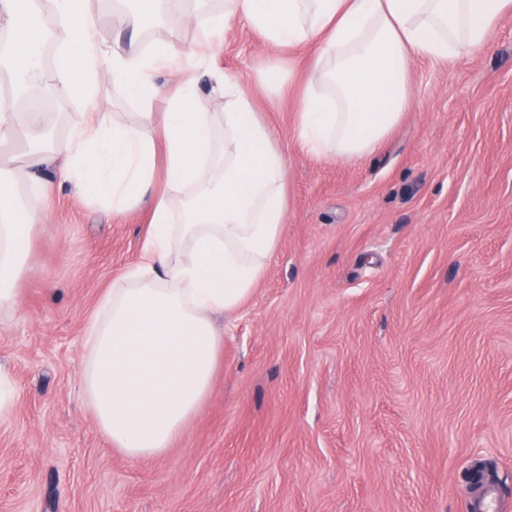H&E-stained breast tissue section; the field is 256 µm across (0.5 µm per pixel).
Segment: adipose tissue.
I'll use <instances>...</instances> for the list:
<instances>
[{"instance_id":"1","label":"adipose tissue","mask_w":512,"mask_h":512,"mask_svg":"<svg viewBox=\"0 0 512 512\" xmlns=\"http://www.w3.org/2000/svg\"><path fill=\"white\" fill-rule=\"evenodd\" d=\"M136 15L115 17L126 42L103 47L91 36L87 0H53L66 32L51 76L36 56L51 28L39 0H0L9 49L0 73L28 100L46 88L97 101L110 78L126 94L164 97L163 124L152 112L136 122L88 113L71 133L59 181L96 194L113 215L142 197L153 200L138 260L113 280L88 318L83 391L100 430L132 460L165 452L206 400L224 338L214 313L232 312L251 295L274 256L284 222L288 162L253 108L242 78L210 70L220 113L196 108L197 73L229 26L248 24L272 45L313 50L296 116L302 150L361 161L400 123L412 98L408 61L457 62L482 53L489 32L512 15V0H220L213 12L185 0H145ZM162 21L170 33L196 23V43L143 46L140 32ZM166 69L176 86L158 83ZM162 140H155V130ZM24 140L30 194L44 199L53 183L37 177L49 161L44 115L0 98V145ZM165 177L156 181V152ZM45 215L18 207L12 180L0 176V313L20 306L17 288L31 240Z\"/></svg>"}]
</instances>
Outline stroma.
Returning a JSON list of instances; mask_svg holds the SVG:
<instances>
[{"instance_id": "obj_1", "label": "stroma", "mask_w": 512, "mask_h": 512, "mask_svg": "<svg viewBox=\"0 0 512 512\" xmlns=\"http://www.w3.org/2000/svg\"><path fill=\"white\" fill-rule=\"evenodd\" d=\"M288 63L283 87L258 73ZM288 160L274 257L224 335L209 395L165 453L130 460L81 388L86 320L134 263L115 218L69 187L0 320V512H467L474 463L512 512V16L460 63L414 58L399 125L359 162L294 130L308 52L245 23L216 50ZM101 111L162 113L102 80Z\"/></svg>"}]
</instances>
